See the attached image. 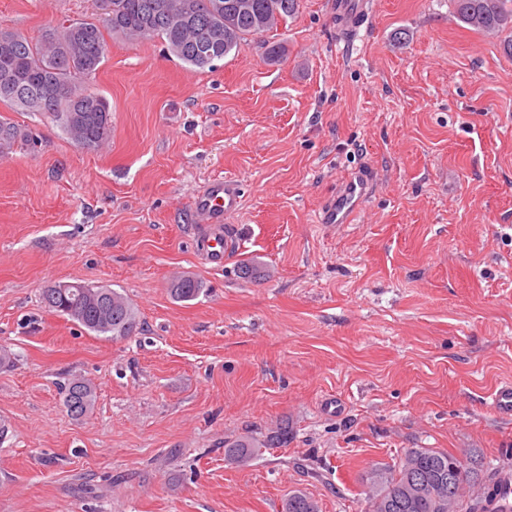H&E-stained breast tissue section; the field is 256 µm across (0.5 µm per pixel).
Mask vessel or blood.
I'll use <instances>...</instances> for the list:
<instances>
[{
	"label": "vessel or blood",
	"mask_w": 512,
	"mask_h": 512,
	"mask_svg": "<svg viewBox=\"0 0 512 512\" xmlns=\"http://www.w3.org/2000/svg\"><path fill=\"white\" fill-rule=\"evenodd\" d=\"M369 0H336V18L345 35H354L369 13ZM370 190L366 178L359 177L348 182L343 191L334 198L321 218L325 224H348L360 209ZM242 192L238 181L216 178L195 194L191 209L195 218L204 224L213 225V232L197 239L196 248L213 264L224 261L236 238L229 228L230 217L241 206ZM486 512H512V475L500 484L494 498L487 502Z\"/></svg>",
	"instance_id": "obj_1"
}]
</instances>
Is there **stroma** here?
I'll return each mask as SVG.
<instances>
[{"label":"stroma","mask_w":512,"mask_h":512,"mask_svg":"<svg viewBox=\"0 0 512 512\" xmlns=\"http://www.w3.org/2000/svg\"><path fill=\"white\" fill-rule=\"evenodd\" d=\"M335 3L300 0L212 72L111 40L104 150L12 113L36 144L0 157V512H283L296 491L365 512L370 473L410 448L470 455L468 498L512 469L490 398L512 381V57L451 0H375L354 38ZM99 13L0 0L32 38ZM357 171V219L320 223ZM215 176L243 190L244 246L220 267L190 213ZM250 260L268 278H238ZM182 274L204 282L195 300L170 296ZM54 282L117 290L140 330L113 341L57 315L40 301ZM74 376L96 392L78 420ZM283 424L287 443L227 464L225 441ZM63 394V405L68 415L75 419L87 415L94 406L95 390L82 378L69 379L64 385ZM73 406L75 412L72 411Z\"/></svg>","instance_id":"obj_1"}]
</instances>
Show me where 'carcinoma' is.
Here are the masks:
<instances>
[{
  "mask_svg": "<svg viewBox=\"0 0 512 512\" xmlns=\"http://www.w3.org/2000/svg\"><path fill=\"white\" fill-rule=\"evenodd\" d=\"M300 0H101L102 13L74 21L76 28L63 35L59 27L43 32L33 42L23 33L0 23V35L12 48L0 50V75L8 73L19 86L17 98L0 91V104L16 112L46 115L75 145L93 140L105 145L112 137V114L106 99L91 87L108 52L107 38H136L164 43L172 59L204 70L250 37L287 23ZM456 19L469 29L501 38L503 52L512 57V0H454ZM24 134L0 116V156L10 154ZM203 283L194 277L170 282L169 293L178 301L196 299ZM41 302L60 316L78 322L99 336L114 340L133 335L137 314L129 300L115 289H42ZM63 405L70 416L87 415L95 390L85 380L72 378L63 388ZM288 440V431L243 436L224 442V458L244 466L264 448ZM473 472L466 460L434 448L408 449L398 469L375 471L366 495V512H482L480 500L462 501V490ZM283 512H319L317 503L296 492Z\"/></svg>",
  "mask_w": 512,
  "mask_h": 512,
  "instance_id": "carcinoma-1",
  "label": "carcinoma"
}]
</instances>
